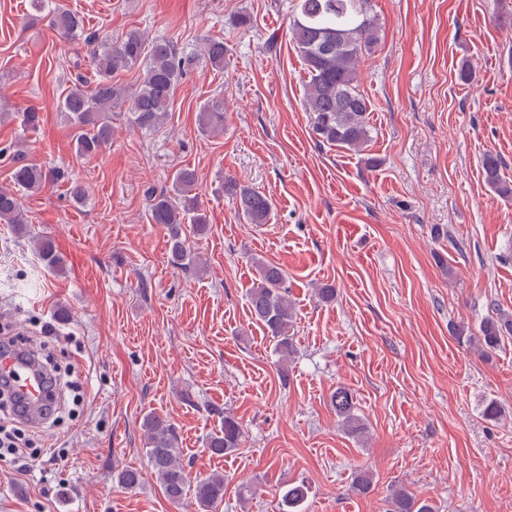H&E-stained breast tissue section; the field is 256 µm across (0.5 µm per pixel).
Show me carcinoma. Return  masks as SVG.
Returning a JSON list of instances; mask_svg holds the SVG:
<instances>
[{
  "instance_id": "cac0c4a2",
  "label": "carcinoma",
  "mask_w": 512,
  "mask_h": 512,
  "mask_svg": "<svg viewBox=\"0 0 512 512\" xmlns=\"http://www.w3.org/2000/svg\"><path fill=\"white\" fill-rule=\"evenodd\" d=\"M50 23L64 39L82 43L94 66L95 84L87 87L78 79L62 100V112L75 128L76 154L91 158L112 140V112L128 106L133 125L151 132L164 124L176 90L187 72L204 64L214 70L224 69L228 52L222 39H208L203 46L186 52L165 37H149L131 28L116 40L99 39L85 31L82 20L60 0H40ZM290 32L295 50L302 58L309 76L305 109L312 114L313 131L321 142L354 152L362 151L370 140V100L360 88L359 62L377 44L379 22L371 0H294ZM142 77L131 90L113 79L116 74L133 68ZM20 126L33 131L42 122L41 113L29 109L19 113ZM202 131H224V99L214 97L201 108L198 116ZM502 163L491 153L484 157L486 183L501 194L512 193V187L501 177ZM68 175L61 167L21 164L14 168L12 184L0 187V223L11 224L17 234L26 233L27 220L21 207L24 193H35L48 182H65ZM195 173L179 168L171 185L147 191L148 214L154 224L168 230L170 262L177 266L201 268L191 251L183 227L191 225L202 232L208 224L198 196L192 193ZM224 192L235 200L240 215L250 224H265L274 203L266 194L236 181L224 182ZM37 253L56 272L63 269L54 243L45 239L37 243ZM257 278L247 291L252 318L275 342L281 362L286 364L295 352L290 330L295 307L284 286L283 270L270 262H256ZM512 335V316L499 314L484 323L480 343L496 348L502 337ZM330 406L341 418L348 434L361 437L366 426L355 412L349 389L339 386L330 395ZM146 456L164 496L173 503L184 500L192 492L196 512H216L224 501V475L211 473L190 483L179 458V439L173 424L160 414L143 419ZM244 436L243 423L226 414L221 428L210 435L207 447L217 456L240 448ZM305 484L292 485L282 494L280 512H299L306 500ZM390 512H435L428 501H421L406 490L393 491Z\"/></svg>"
}]
</instances>
